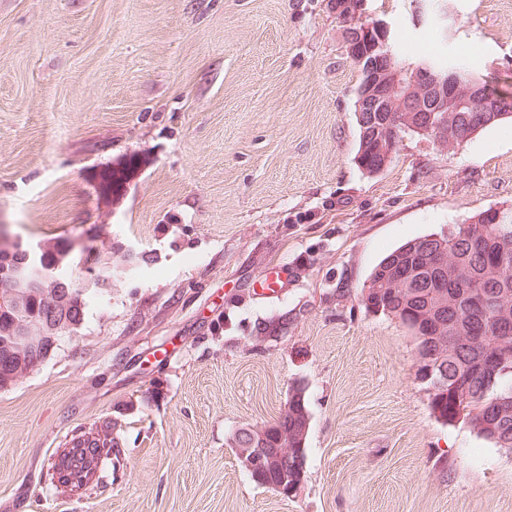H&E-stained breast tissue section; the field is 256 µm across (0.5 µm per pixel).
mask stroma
<instances>
[{"instance_id":"35a3bbf8","label":"stroma","mask_w":512,"mask_h":512,"mask_svg":"<svg viewBox=\"0 0 512 512\" xmlns=\"http://www.w3.org/2000/svg\"><path fill=\"white\" fill-rule=\"evenodd\" d=\"M406 63L512 87V0H365ZM361 75L327 0H0V225L115 245L112 284L0 390V512H512V454L432 412L410 332L358 301L404 242L512 209V120L354 161ZM288 335L255 343L259 324ZM311 414L295 495L230 436ZM117 426L85 490L52 480Z\"/></svg>"}]
</instances>
